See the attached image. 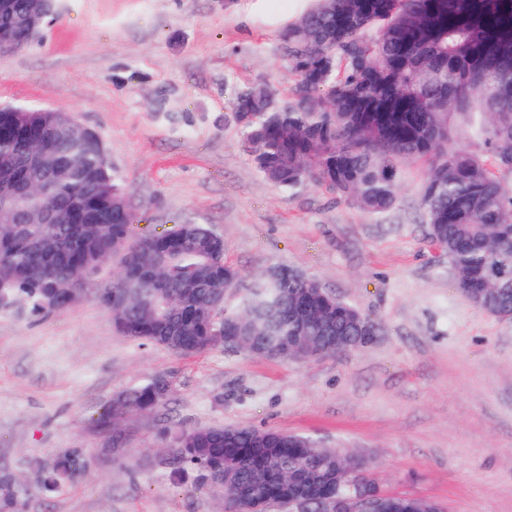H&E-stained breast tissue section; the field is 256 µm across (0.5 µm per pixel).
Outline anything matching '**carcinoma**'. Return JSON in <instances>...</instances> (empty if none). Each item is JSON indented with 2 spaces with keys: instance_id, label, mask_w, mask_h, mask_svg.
Segmentation results:
<instances>
[{
  "instance_id": "carcinoma-1",
  "label": "carcinoma",
  "mask_w": 512,
  "mask_h": 512,
  "mask_svg": "<svg viewBox=\"0 0 512 512\" xmlns=\"http://www.w3.org/2000/svg\"><path fill=\"white\" fill-rule=\"evenodd\" d=\"M36 0H12L0 27L15 26ZM298 77L293 98L279 101L265 84L237 98L243 147L265 180L294 191L308 183L372 213L393 208L403 163L424 159L421 204L430 238L448 257L460 291L491 316L512 310V0H315L282 33ZM50 143L40 186L15 192L0 180V292L31 315L60 311L82 298L71 286L119 255L124 287L96 296L122 333L183 356L230 336H254L266 356L286 361L288 338L319 344L348 336L361 344L352 305L321 291L301 304L302 285L263 279L249 289L243 310L224 307L239 272L224 262L205 224L171 233L137 235L129 197L94 144L72 137ZM27 145L0 138V159L24 169ZM56 285L47 298L45 281ZM155 376L112 399L102 415L117 421L162 404ZM237 446L224 447V428L164 432L171 448L170 477L193 478L224 495V512H269L297 497L305 512H321L327 493H351L367 465L336 483L343 458L307 448L289 435L280 448L255 447L269 430L235 428ZM82 448H60L33 464L35 487L52 495L85 475ZM301 473L289 487L285 477ZM0 512H25V491L0 471Z\"/></svg>"
}]
</instances>
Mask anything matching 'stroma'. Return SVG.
Masks as SVG:
<instances>
[{
    "instance_id": "obj_1",
    "label": "stroma",
    "mask_w": 512,
    "mask_h": 512,
    "mask_svg": "<svg viewBox=\"0 0 512 512\" xmlns=\"http://www.w3.org/2000/svg\"><path fill=\"white\" fill-rule=\"evenodd\" d=\"M313 0H56L31 44L0 54V103L75 114L103 141L136 233L208 224L240 271L225 299L274 266L317 280L378 328L366 346L282 362L217 346L192 357L131 339L93 294L34 318L0 313V469L85 449L87 476L29 494L26 512H224L221 493L166 478L164 427L238 425L364 459L387 492L443 512H512V321L475 308L429 242L423 163L395 206L369 213L314 184L276 189L242 147L237 96L292 98L282 31ZM164 403L126 417L106 453L99 417L150 377Z\"/></svg>"
}]
</instances>
